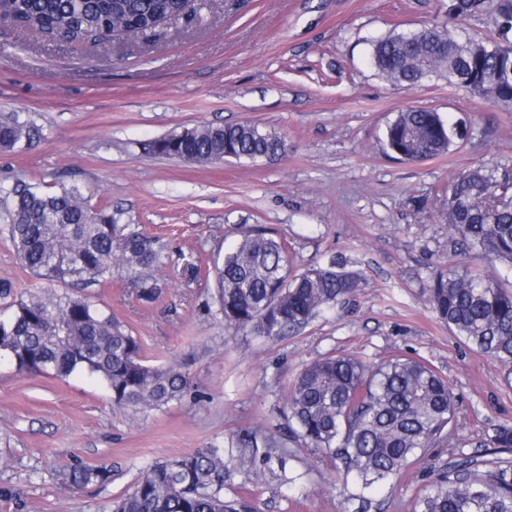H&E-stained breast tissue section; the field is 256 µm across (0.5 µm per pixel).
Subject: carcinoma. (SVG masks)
<instances>
[{
	"label": "carcinoma",
	"instance_id": "cac0c4a2",
	"mask_svg": "<svg viewBox=\"0 0 512 512\" xmlns=\"http://www.w3.org/2000/svg\"><path fill=\"white\" fill-rule=\"evenodd\" d=\"M486 0H455L441 25L418 30L409 45L391 32L371 44L369 61L393 85L414 87L433 71L460 86L487 82L486 99L512 106V78L494 79L512 56L488 53L512 42V0H498L497 39L472 37L461 21L485 11ZM188 0H0V18L38 31L49 42L81 46L109 40L116 31L129 39L149 38L161 24L187 13ZM39 136L38 129L10 113H0V152H11ZM455 134L437 112L408 108L387 125L385 143L408 161L447 153ZM149 152L192 163L236 159L272 160L284 140L256 123L196 126L149 144ZM498 168L480 166L458 174L448 187V229L462 249L489 263L512 268V203L495 204ZM0 226L7 231L22 266L35 278L74 289L58 295L15 292L0 279V346L19 373L64 379L86 373L109 391L112 408L132 416L161 410L190 392L184 366L151 365L128 327L93 304L83 290L102 285L122 270L136 299L152 302L157 283L147 272L162 264L156 240L119 223L110 210L82 201L64 184L51 192L17 179L0 186ZM286 244L259 226L243 225L239 240L214 265L216 303L224 322L237 330L277 337L301 328L322 312L346 303L359 275L331 260L292 273ZM428 302L439 322L474 350L506 369L512 378V284L484 271L436 269ZM288 419L305 444L340 462L362 498L375 483L396 476L411 459L445 440L455 414L448 381L428 362L393 356L373 366L348 357H325L308 365L288 398ZM224 449L205 448L157 460L113 512H243L224 500ZM75 486L104 483L110 471L75 462L61 472ZM414 512H512L508 469L483 473L460 462L443 471L418 498Z\"/></svg>",
	"mask_w": 512,
	"mask_h": 512
}]
</instances>
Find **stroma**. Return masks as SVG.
<instances>
[{
  "instance_id": "stroma-1",
  "label": "stroma",
  "mask_w": 512,
  "mask_h": 512,
  "mask_svg": "<svg viewBox=\"0 0 512 512\" xmlns=\"http://www.w3.org/2000/svg\"><path fill=\"white\" fill-rule=\"evenodd\" d=\"M447 9L448 0H212L149 40L83 46L0 22V113L41 131L31 146L0 152V179L47 191L66 182L157 239L154 302L137 301L122 272L88 294L128 325L150 363H182L192 384L183 400L130 416L95 377L21 374L1 358L0 512H112L151 463L204 448L223 449L224 497L250 512H356L331 460L288 427L295 379L326 356L429 362L456 400L447 440L377 487L370 512H412L461 459L512 462V449L491 443L512 427L504 368L427 302L440 265L487 267L454 247L441 213L468 168L490 161L512 182V107L442 78L401 89L367 63L370 40L443 22ZM410 106L464 124L465 137L446 155L398 160L386 126ZM246 122L284 137L285 153L201 165L144 149L185 128ZM243 224L286 239L294 272L341 258L361 276L355 296L279 338L227 328L208 270ZM268 434L287 450L285 464L272 461ZM76 459L110 480L63 482Z\"/></svg>"
}]
</instances>
